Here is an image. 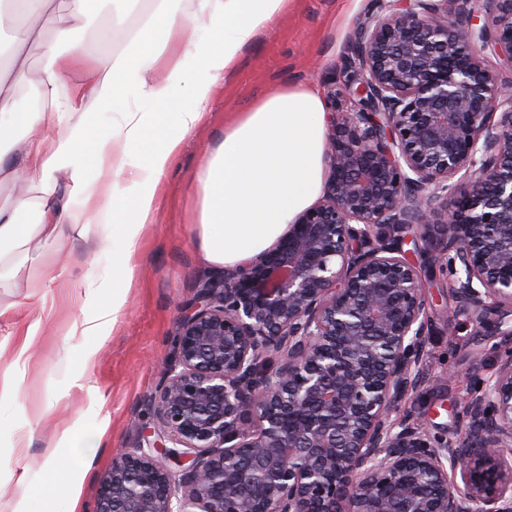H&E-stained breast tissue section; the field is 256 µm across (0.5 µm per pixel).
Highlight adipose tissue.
Instances as JSON below:
<instances>
[{
	"label": "adipose tissue",
	"mask_w": 512,
	"mask_h": 512,
	"mask_svg": "<svg viewBox=\"0 0 512 512\" xmlns=\"http://www.w3.org/2000/svg\"><path fill=\"white\" fill-rule=\"evenodd\" d=\"M87 0H0V31L21 28L24 42L40 46L52 62L40 93L49 98L59 131L42 134V111L15 110L16 90L27 79L22 45L0 68V183L31 185L64 173L70 198L103 199L99 217L62 223V206L50 203L39 223L21 222L22 202L0 204V269L11 263L45 266L35 238L56 241L111 238L112 297L74 321V336H101L114 327L132 275L130 260L141 229L158 204L156 187L183 134L204 119L205 105L241 49L288 8V0H198L186 17L179 0H152L124 49L99 69L84 45L67 53L46 33L68 9L73 22L85 17ZM207 23L204 41L189 37L190 20ZM83 81H73L74 72ZM150 104L128 111L110 130H97L82 113L85 100L121 106L127 94ZM325 103L311 85L284 84L262 97L227 126L224 140L209 150L197 176L198 234L206 262L233 266L268 249L297 214L324 189Z\"/></svg>",
	"instance_id": "adipose-tissue-1"
}]
</instances>
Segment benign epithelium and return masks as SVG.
I'll use <instances>...</instances> for the list:
<instances>
[{
    "label": "benign epithelium",
    "mask_w": 512,
    "mask_h": 512,
    "mask_svg": "<svg viewBox=\"0 0 512 512\" xmlns=\"http://www.w3.org/2000/svg\"><path fill=\"white\" fill-rule=\"evenodd\" d=\"M479 2L375 0L328 95L322 197L199 285L94 512H512V355L458 439L401 412L432 327L406 240L465 308H512V79L483 57L512 62V0Z\"/></svg>",
    "instance_id": "obj_1"
}]
</instances>
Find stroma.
Instances as JSON below:
<instances>
[{
    "mask_svg": "<svg viewBox=\"0 0 512 512\" xmlns=\"http://www.w3.org/2000/svg\"><path fill=\"white\" fill-rule=\"evenodd\" d=\"M373 5L374 0H291L285 14L242 48L236 67L217 82L205 120L183 137L162 178L158 207L141 231L132 261L126 302L108 335L89 340L71 335L70 327L112 291L111 243L92 246L72 236L45 244L51 267L39 288L28 287V278L37 274L28 266L16 277L0 278V347L7 352L0 359V388L11 390L0 399V512L40 508L44 452L65 431L75 438L97 434L101 443L86 450L59 448L57 461L67 485L54 508L67 512L74 500L77 512H93L113 457L134 446L141 426L152 419L146 401L158 385L157 364L175 354L183 304L200 283L223 272L203 262L194 226L196 176L204 151L223 141L230 113L246 111L282 84L312 85L323 93L342 84L349 42ZM138 22V12L116 17L112 0H96L82 23L61 15L57 26L65 34L59 48L86 40L95 63L104 67ZM64 193L60 176L27 193L2 183L0 204L26 196L19 218L33 222L47 200ZM403 249L421 268L434 319L427 386L403 410L419 417L428 433L453 439L471 394L512 354L507 339L512 309L481 319L460 311L445 266L429 263L413 243ZM23 346L27 360L18 367L11 354ZM90 347L96 354L83 361Z\"/></svg>",
    "mask_w": 512,
    "mask_h": 512,
    "instance_id": "obj_1",
    "label": "stroma"
}]
</instances>
